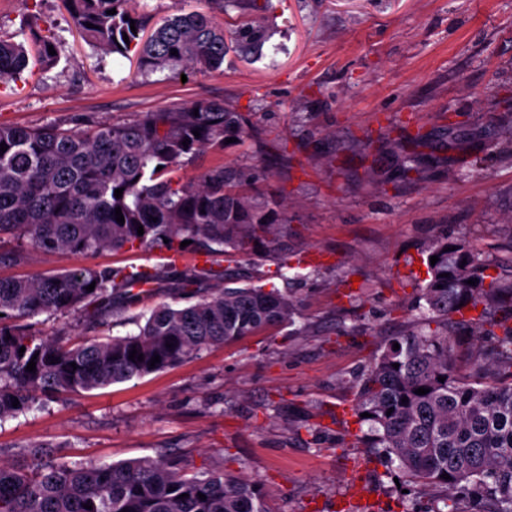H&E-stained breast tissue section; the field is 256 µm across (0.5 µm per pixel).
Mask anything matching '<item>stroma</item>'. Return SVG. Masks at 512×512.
I'll return each instance as SVG.
<instances>
[{"mask_svg":"<svg viewBox=\"0 0 512 512\" xmlns=\"http://www.w3.org/2000/svg\"><path fill=\"white\" fill-rule=\"evenodd\" d=\"M38 9L59 62L0 83V124L123 123L223 101L248 114L253 133L185 161L178 177L222 164L256 173L257 192L288 209L281 241L322 270L285 279L269 246L222 261L289 291L293 324L2 421L0 461L17 460L32 442L51 444L60 462L167 453L257 483L273 512H339L362 484L377 512H429L431 488L397 487L395 463L358 446L350 381L385 341L412 328L417 266L436 238L471 241L493 260L512 247V160L492 142L512 133V0H228L217 14L225 29L249 21L268 38L250 57L228 50L221 71L183 81L96 51L61 0H40ZM392 139L420 153L413 180L399 171ZM0 250L14 256L0 265L4 278L77 263L9 238ZM88 262L151 273L137 307L145 314L224 284L193 279L194 261L168 264L156 247L104 250Z\"/></svg>","mask_w":512,"mask_h":512,"instance_id":"35a3bbf8","label":"stroma"}]
</instances>
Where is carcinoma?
Wrapping results in <instances>:
<instances>
[{"label":"carcinoma","mask_w":512,"mask_h":512,"mask_svg":"<svg viewBox=\"0 0 512 512\" xmlns=\"http://www.w3.org/2000/svg\"><path fill=\"white\" fill-rule=\"evenodd\" d=\"M62 3L86 42L105 53L133 55L142 72L166 69L178 78L188 69L207 74L224 66L228 44L214 11L216 5L224 9V0L178 10L160 24L136 0ZM22 6L28 43L0 39V81L20 79L32 60L50 68L58 59L49 54L54 41L38 31L29 0ZM113 8L116 14H108ZM265 36L262 26L247 23L231 41L248 55ZM250 129L249 118L215 100L146 112L122 124H0V143L7 145L0 151V237L28 239L38 249L80 260L105 249L164 246L179 252L183 241L204 243L209 255L229 248L250 256L259 245L276 244L288 223L285 206L252 194L253 176L236 169H209L195 183L174 176L182 159L222 153L225 139L240 142ZM118 188L120 198L114 196ZM448 246L446 238L431 244L429 255L438 261L428 265L420 286L426 306L415 326L380 347L354 377L353 409L359 422L369 424L358 443L395 457L406 481L431 486L433 512H460L459 494L468 490L480 493L479 512H512V279L504 280L471 244L460 241L453 251ZM138 282L131 273L82 263L61 273L0 277V422L44 398L144 377L211 345L290 323L296 310L293 296L250 282L212 288L188 306L160 304L142 316L138 333L125 337L101 332L67 343L42 335L33 322L42 314L80 310L96 329L117 303H137L140 293L132 287ZM465 326L485 338L488 349L462 368L453 354L457 330ZM134 349L143 360L129 359ZM156 355L160 362L152 368ZM32 360L36 371L28 372ZM420 387L429 392L416 394ZM22 454L29 463L0 462V512H270L260 485L221 466L192 471L170 455L58 463L49 445L37 442ZM201 493L206 499H199Z\"/></svg>","instance_id":"1"}]
</instances>
